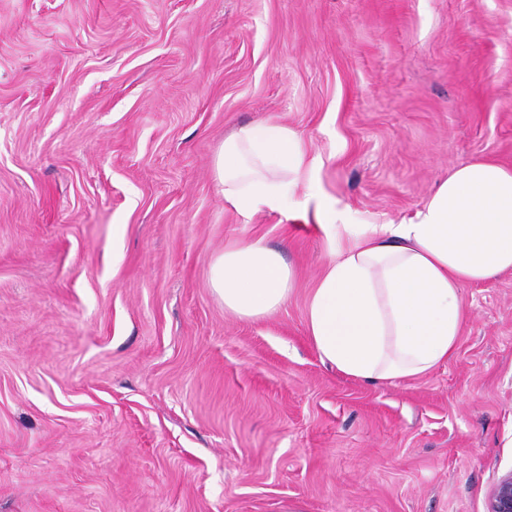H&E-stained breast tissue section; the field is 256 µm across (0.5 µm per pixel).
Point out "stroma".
Returning a JSON list of instances; mask_svg holds the SVG:
<instances>
[{
  "instance_id": "1",
  "label": "stroma",
  "mask_w": 512,
  "mask_h": 512,
  "mask_svg": "<svg viewBox=\"0 0 512 512\" xmlns=\"http://www.w3.org/2000/svg\"><path fill=\"white\" fill-rule=\"evenodd\" d=\"M274 120L317 202L384 223L512 168V0H0V512H486L512 471V272L453 356L396 383L307 334L314 224L225 207L213 158ZM262 240L246 320L209 286ZM209 283L225 310L240 318L259 319L287 299L293 272L280 250L255 240L218 253L210 263Z\"/></svg>"
}]
</instances>
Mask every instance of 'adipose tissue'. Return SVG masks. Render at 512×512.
I'll return each instance as SVG.
<instances>
[{
  "mask_svg": "<svg viewBox=\"0 0 512 512\" xmlns=\"http://www.w3.org/2000/svg\"><path fill=\"white\" fill-rule=\"evenodd\" d=\"M317 166L296 131L264 121L225 137L213 176L225 206L244 216L310 213L328 243L345 237L309 305L308 334L322 362L356 379L426 374L455 350L462 285L512 270V170L463 165L409 219L374 224L315 205ZM209 283L225 310L259 319L287 299L293 272L280 250L255 240L218 253Z\"/></svg>",
  "mask_w": 512,
  "mask_h": 512,
  "instance_id": "adipose-tissue-1",
  "label": "adipose tissue"
}]
</instances>
